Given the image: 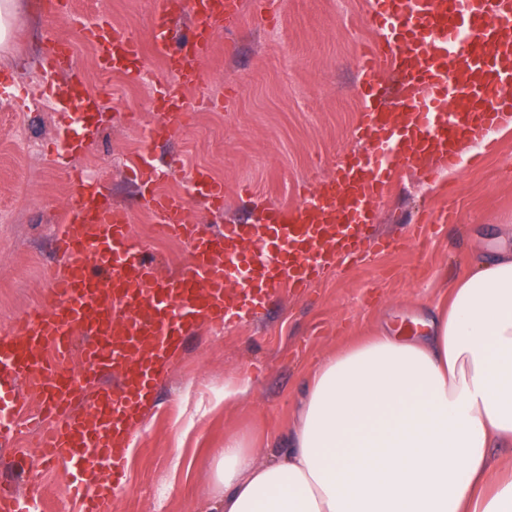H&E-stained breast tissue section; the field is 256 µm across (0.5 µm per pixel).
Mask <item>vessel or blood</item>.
Masks as SVG:
<instances>
[{"label": "vessel or blood", "instance_id": "b4317fda", "mask_svg": "<svg viewBox=\"0 0 512 512\" xmlns=\"http://www.w3.org/2000/svg\"><path fill=\"white\" fill-rule=\"evenodd\" d=\"M156 4L160 19L182 14L191 24L178 42L162 31L153 36L152 51L171 79L153 96L148 144L187 127L200 62L244 8L243 0ZM367 19L381 39L359 66L354 135L361 146L296 209L268 205L251 223L208 231L191 223L185 197L160 192L165 170L142 161L135 178L156 221L191 248L190 266L162 277L131 239L129 210L114 205L100 181L80 180L79 199L63 211L54 237L52 306L30 310L0 336V445H13L33 418L29 400H39L40 457L63 466L78 512H113L126 483L127 443L190 330L224 328L242 308L260 309L280 289L312 287L331 260L357 257L372 207L386 197L398 167L431 158L451 167L463 144L512 121V0H369ZM84 35L101 66L113 71H128L143 55L137 39L109 22L86 27ZM45 69L69 86L85 84L68 41L56 40ZM386 71L398 82L393 110L381 84ZM84 105L83 134L66 145L72 156L96 132L99 94L86 91ZM191 181L200 199L223 209L224 186L206 169H195ZM75 357L78 377L64 376Z\"/></svg>", "mask_w": 512, "mask_h": 512}]
</instances>
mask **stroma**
<instances>
[{
    "label": "stroma",
    "mask_w": 512,
    "mask_h": 512,
    "mask_svg": "<svg viewBox=\"0 0 512 512\" xmlns=\"http://www.w3.org/2000/svg\"><path fill=\"white\" fill-rule=\"evenodd\" d=\"M25 2L0 47V75L17 88L44 81L41 62L55 36L70 41L88 87L97 88L84 26L109 20L147 49L158 23L154 0H70L62 12L51 11L48 0ZM280 10L268 27L255 0H246L239 25L221 33L201 61L202 81L190 94H227L230 107L196 108L183 133L154 146L171 171L163 192L184 194L198 167L223 184V211L189 201L194 222L213 231L255 217L267 202L295 208L302 188L327 179L357 146L358 64L378 38L367 24L366 0H281ZM164 79L163 63L151 56L142 75L114 74V83L129 85L127 97L106 105L96 135L64 164L52 160L67 134L56 105L10 104L0 93V335L50 301L57 221L79 196L72 171H90L113 203L131 208L133 240L157 255L162 275L189 266V245L161 231L130 177L145 153L142 130L156 121L143 104ZM462 155L435 184L414 169L394 177L373 222L395 247L377 250L364 241V260L334 269L305 294L281 292L221 333L203 329L186 338L132 441L129 481L115 512H214L213 461L226 435L246 436L256 460L267 461L271 443L287 439L316 360L377 331L424 334L430 305L512 239V131L479 138ZM245 184L252 197L241 196ZM449 207L456 223L425 225L418 240L407 236L422 212ZM242 384L246 392L235 394ZM217 389L228 397L214 399ZM35 441L28 432L14 448ZM14 448L0 447V479L13 481L21 495L38 488L43 512H71L62 469L37 466L32 453L30 468L18 474Z\"/></svg>",
    "instance_id": "1"
}]
</instances>
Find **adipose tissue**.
<instances>
[{
	"mask_svg": "<svg viewBox=\"0 0 512 512\" xmlns=\"http://www.w3.org/2000/svg\"><path fill=\"white\" fill-rule=\"evenodd\" d=\"M427 335L379 333L313 368L279 461L232 434L217 512H512V248L453 285Z\"/></svg>",
	"mask_w": 512,
	"mask_h": 512,
	"instance_id": "ef3b65f1",
	"label": "adipose tissue"
}]
</instances>
